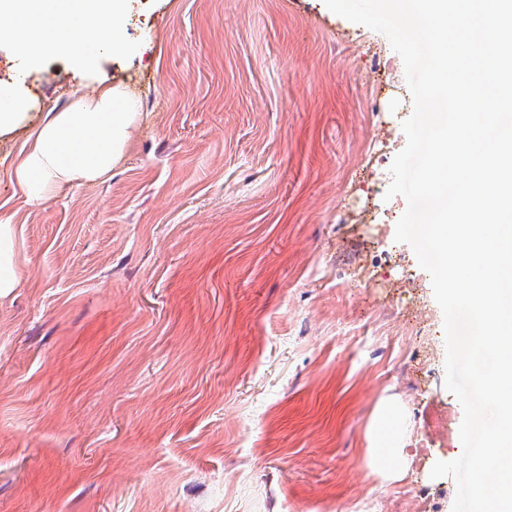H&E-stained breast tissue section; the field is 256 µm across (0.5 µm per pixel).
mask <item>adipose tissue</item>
I'll return each instance as SVG.
<instances>
[{"instance_id":"adipose-tissue-1","label":"adipose tissue","mask_w":512,"mask_h":512,"mask_svg":"<svg viewBox=\"0 0 512 512\" xmlns=\"http://www.w3.org/2000/svg\"><path fill=\"white\" fill-rule=\"evenodd\" d=\"M0 11L20 21L43 26L44 41L23 35L15 27L0 28V40L16 44L30 61H39L43 46L63 51L83 49L86 32H93L99 47L120 49L121 0H0ZM137 120L136 104L117 85L99 83L92 94L77 97L65 111L45 120L28 136L12 163L13 188L26 202L37 203L67 185L98 181L111 173L122 158L131 127ZM19 285L15 225L0 223V298ZM393 401L380 407L368 450L369 468L389 478L402 463V450L390 431Z\"/></svg>"}]
</instances>
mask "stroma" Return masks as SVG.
I'll return each mask as SVG.
<instances>
[{
	"instance_id": "1",
	"label": "stroma",
	"mask_w": 512,
	"mask_h": 512,
	"mask_svg": "<svg viewBox=\"0 0 512 512\" xmlns=\"http://www.w3.org/2000/svg\"><path fill=\"white\" fill-rule=\"evenodd\" d=\"M123 51L30 65L0 135V512H452L443 314L385 199L413 102L323 0H126ZM139 106L105 180L30 205L10 169L95 81ZM394 399L402 474L366 463ZM18 285L16 227L0 221V298L8 296Z\"/></svg>"
}]
</instances>
